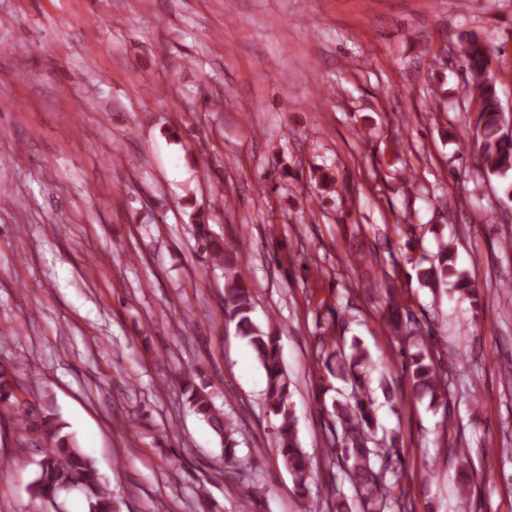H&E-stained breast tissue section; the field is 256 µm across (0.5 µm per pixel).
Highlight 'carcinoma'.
<instances>
[{
	"label": "carcinoma",
	"mask_w": 512,
	"mask_h": 512,
	"mask_svg": "<svg viewBox=\"0 0 512 512\" xmlns=\"http://www.w3.org/2000/svg\"><path fill=\"white\" fill-rule=\"evenodd\" d=\"M461 54L465 57L477 103L475 125L467 129L468 139L477 148L486 176L505 177L512 173V135L505 132V118L497 90V78L492 71L494 55L487 43L471 33L463 41ZM194 224L205 244L201 245L212 265L224 271V317L236 322L242 335L248 339L256 358L263 368L267 386L266 400L270 411L278 417L275 447L293 478L294 488L306 499L310 478L309 458L301 447L296 418L293 414L289 376L284 365L277 339L252 320L255 301L251 289L244 282L243 259L236 249L224 239L208 234L205 221L199 215ZM455 253L450 244L441 245L437 259L419 277L425 287L451 288L469 299L479 296L478 288L469 272L456 268ZM396 327L407 332V338L419 344L421 326L408 317L401 321L400 311H395ZM338 357V376H352L350 398L333 402V415L341 433L338 447L331 449L355 488L362 512H383L386 503L396 493V487L387 481L388 465L381 460L388 456V449L373 446L374 407L365 372H356L370 362L368 351L357 340L352 342L350 354L334 349L327 359ZM411 376L414 392L429 398L432 405L448 403V374L438 367L428 350L421 349L405 361ZM183 392L189 409L220 437L224 443V467L236 461V442L231 421L218 409L206 387L193 383L192 375L182 374ZM0 416L12 419L20 433H36L48 447L39 462V470L29 489L53 512L57 500L74 487L82 489L87 497L88 512H114V499L108 485L94 463L75 445L56 414L46 413L40 422L32 423V408L19 401L15 395L14 378L0 365Z\"/></svg>",
	"instance_id": "cac0c4a2"
}]
</instances>
